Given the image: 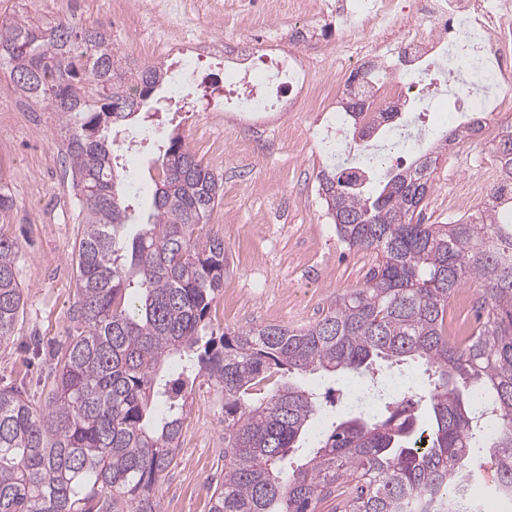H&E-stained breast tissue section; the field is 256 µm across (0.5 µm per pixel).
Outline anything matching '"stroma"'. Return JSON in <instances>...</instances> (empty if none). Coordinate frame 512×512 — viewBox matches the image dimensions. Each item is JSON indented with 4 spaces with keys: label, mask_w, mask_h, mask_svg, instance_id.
<instances>
[{
    "label": "stroma",
    "mask_w": 512,
    "mask_h": 512,
    "mask_svg": "<svg viewBox=\"0 0 512 512\" xmlns=\"http://www.w3.org/2000/svg\"><path fill=\"white\" fill-rule=\"evenodd\" d=\"M306 14L289 12V0H277V15L257 19L264 0H219L220 18H212L200 0L182 7L169 0H0V20L24 12L35 20L74 9L81 23L103 26L128 65H170L179 43L223 41L222 64L199 63L194 74L174 75L185 106L178 115L163 109L168 88L156 90L145 108L152 111L153 129L164 138L181 135L204 165L223 181L224 193L209 226L224 237L228 257L224 288L212 303L203 338L226 328L279 324L300 328L320 319L339 295L360 287L375 257L373 251L349 248L336 233L319 195L317 175L333 168L325 138L341 129L351 145L352 128L341 108L349 75L371 62L393 69L391 53L402 25L391 30L363 26L357 19L340 24L323 11L324 0H308ZM156 41L154 52L141 49ZM254 55H283L297 60L305 74L304 89L286 96L279 112L248 114L214 112L210 105L224 90V76L246 67L239 44ZM454 102L440 88L434 109L425 114L404 112L417 143L413 151H392L407 165L417 155L437 151L434 190L422 217L428 224L457 218L448 194L462 177L478 176L495 164L488 145L460 142L445 145L455 121ZM303 131L288 137L291 128ZM162 146L152 145L123 155L120 167L141 177L143 189L132 202L139 221L152 211V177L159 172ZM0 184L16 202L10 223L0 232L19 245L17 279L24 310L8 345L0 347V388L24 386L40 396L49 369L48 351L76 330L72 318L76 299L72 257L81 224L65 171L63 136L54 113L21 98L6 72L0 71ZM308 384L322 404L301 446L289 456L298 462L318 445L332 421L354 409L341 392L347 376L317 372ZM176 457L164 472L157 491L163 512H209L210 496L224 453V397L207 378H198L188 396Z\"/></svg>",
    "instance_id": "35a3bbf8"
}]
</instances>
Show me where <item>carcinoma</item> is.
I'll return each mask as SVG.
<instances>
[{
    "label": "carcinoma",
    "mask_w": 512,
    "mask_h": 512,
    "mask_svg": "<svg viewBox=\"0 0 512 512\" xmlns=\"http://www.w3.org/2000/svg\"><path fill=\"white\" fill-rule=\"evenodd\" d=\"M0 69L17 92L55 113L80 203L73 262L81 331L52 352L43 406L0 389V512H161L155 485L175 459L187 416L185 389L205 376L224 394V482L211 512H467L489 461L512 495V125L480 118L453 126L445 143L486 137L500 167L478 208L449 224L417 216L433 190L437 157L388 171L369 192L351 168L322 170L319 194L339 238L372 250L359 288L301 328L227 330L199 347L224 287V237L202 233L222 180L176 135L161 159L153 212L135 233L129 200L139 184L112 162L103 129L139 121L142 103L168 82L156 66L127 69L108 31L0 21ZM387 70L350 74L341 108L352 135L394 129L395 102L372 111ZM12 196L0 185V224ZM16 240L0 234V345L23 311ZM469 282L483 286L476 325L452 332V304ZM421 359L437 375L424 395L391 393L373 361ZM317 371L367 380L377 409L332 423L310 458L281 464L319 413L300 383ZM286 373L268 399L257 386Z\"/></svg>",
    "instance_id": "1"
}]
</instances>
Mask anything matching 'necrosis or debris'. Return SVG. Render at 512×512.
I'll use <instances>...</instances> for the list:
<instances>
[{
  "mask_svg": "<svg viewBox=\"0 0 512 512\" xmlns=\"http://www.w3.org/2000/svg\"><path fill=\"white\" fill-rule=\"evenodd\" d=\"M412 14L414 24L397 47V60L416 63L417 68L400 72L396 81L380 89V98L420 101L427 96V82L444 77L458 111H487L512 69L500 26L512 16V0H414ZM336 15L388 26L397 11L394 0H340ZM301 81L302 71L293 61L271 56L262 66L228 74L226 91L238 99L241 111L270 112L280 105L271 86L291 87Z\"/></svg>",
  "mask_w": 512,
  "mask_h": 512,
  "instance_id": "necrosis-or-debris-1",
  "label": "necrosis or debris"
}]
</instances>
